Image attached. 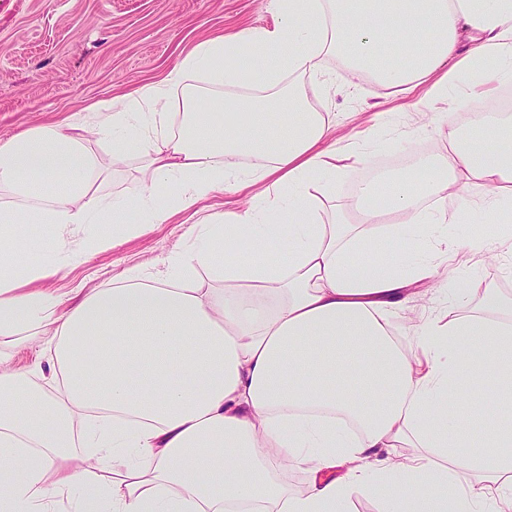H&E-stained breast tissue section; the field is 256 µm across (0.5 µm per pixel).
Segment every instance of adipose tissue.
<instances>
[{"instance_id": "obj_1", "label": "adipose tissue", "mask_w": 512, "mask_h": 512, "mask_svg": "<svg viewBox=\"0 0 512 512\" xmlns=\"http://www.w3.org/2000/svg\"><path fill=\"white\" fill-rule=\"evenodd\" d=\"M272 9V27L204 41L164 82L90 105L96 122L74 114L0 137V336L54 341L53 390L34 383L41 367L0 371V512H58L63 498L69 512H348L360 495L381 512H512V416L479 403L476 427L453 411L467 378L512 394V298L488 289L480 314L440 311L409 349L393 323L426 279L468 299L449 255L512 249V116L490 119L494 141L450 145L425 177L362 185L355 220L326 222L317 176L367 156L330 146L333 121L310 103L329 93L334 54L400 92L426 86L449 115L481 112L512 83V0ZM134 150L128 194H97ZM474 188L481 226L442 249L433 226L470 223ZM219 193L245 203L190 225L162 270L128 267L77 301L40 289L86 251ZM442 193L454 213L424 208ZM105 223L111 236L66 247ZM30 224L54 238L28 236ZM287 465L307 473L305 491L278 480Z\"/></svg>"}]
</instances>
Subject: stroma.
<instances>
[{
    "label": "stroma",
    "mask_w": 512,
    "mask_h": 512,
    "mask_svg": "<svg viewBox=\"0 0 512 512\" xmlns=\"http://www.w3.org/2000/svg\"><path fill=\"white\" fill-rule=\"evenodd\" d=\"M271 0H18L0 11V137L51 124L87 105L131 89L162 82L199 42L274 23ZM327 77L334 85L319 111L336 124L337 150L368 151V165L380 168L407 159L414 174L448 145L455 127L443 106L410 107L407 98L370 78L345 72L329 59ZM400 112L403 125L382 135L374 116ZM367 165V166H368ZM226 195L176 214L168 223L147 228L114 248L89 254L83 264L45 280L63 293L93 291L111 285L127 267L162 269L168 255L188 246L186 230L211 211L223 210ZM472 296L456 315L479 312V297L493 288L512 296V254L499 260L482 254L469 258Z\"/></svg>",
    "instance_id": "1"
}]
</instances>
